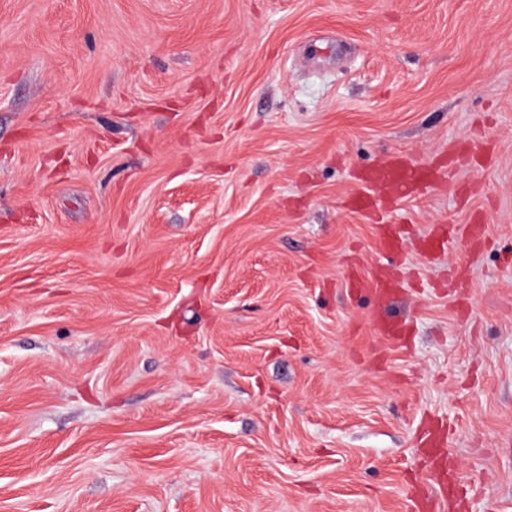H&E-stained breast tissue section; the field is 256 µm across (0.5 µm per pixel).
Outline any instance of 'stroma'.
<instances>
[{
  "mask_svg": "<svg viewBox=\"0 0 512 512\" xmlns=\"http://www.w3.org/2000/svg\"><path fill=\"white\" fill-rule=\"evenodd\" d=\"M427 423L512 512V0H0V512H416ZM436 177L435 172L408 168L406 163L400 158H394L383 165L372 167L364 176V182L368 186L359 195V201L362 204L361 208L368 206L374 189L383 192L387 196L394 195L399 191L401 198H404L406 188L409 185H429Z\"/></svg>",
  "mask_w": 512,
  "mask_h": 512,
  "instance_id": "35a3bbf8",
  "label": "stroma"
}]
</instances>
